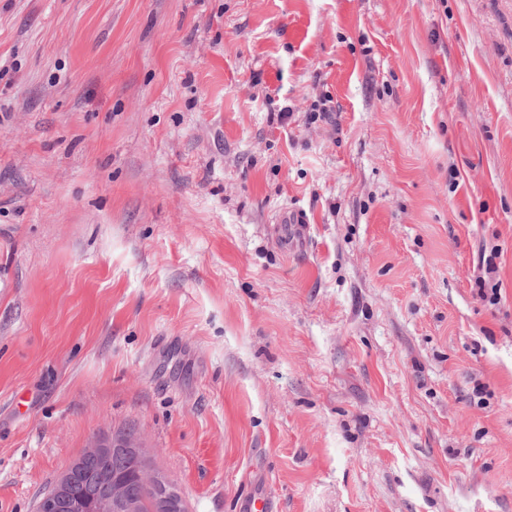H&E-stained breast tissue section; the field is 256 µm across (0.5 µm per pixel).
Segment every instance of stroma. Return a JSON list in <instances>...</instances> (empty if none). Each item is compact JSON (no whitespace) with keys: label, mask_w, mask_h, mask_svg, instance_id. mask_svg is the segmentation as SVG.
<instances>
[{"label":"stroma","mask_w":512,"mask_h":512,"mask_svg":"<svg viewBox=\"0 0 512 512\" xmlns=\"http://www.w3.org/2000/svg\"><path fill=\"white\" fill-rule=\"evenodd\" d=\"M130 426L187 512H512V0H0V512ZM278 222L277 231L286 244L301 243L305 240L307 226L298 213L285 210L279 215Z\"/></svg>","instance_id":"35a3bbf8"}]
</instances>
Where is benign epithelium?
I'll return each mask as SVG.
<instances>
[{"label":"benign epithelium","mask_w":512,"mask_h":512,"mask_svg":"<svg viewBox=\"0 0 512 512\" xmlns=\"http://www.w3.org/2000/svg\"><path fill=\"white\" fill-rule=\"evenodd\" d=\"M117 451H126L133 457L137 474L155 490L156 512H174L178 492L168 478L154 468V450L148 448L139 435L114 432L97 436L87 449V452L100 456H110ZM77 473V462H70L52 489L40 500L38 512H137L136 504L120 493V476L104 474L103 490L94 496L82 497L73 492Z\"/></svg>","instance_id":"7a95c632"}]
</instances>
